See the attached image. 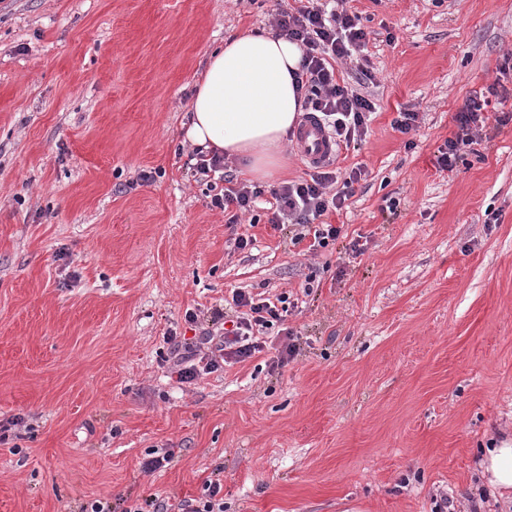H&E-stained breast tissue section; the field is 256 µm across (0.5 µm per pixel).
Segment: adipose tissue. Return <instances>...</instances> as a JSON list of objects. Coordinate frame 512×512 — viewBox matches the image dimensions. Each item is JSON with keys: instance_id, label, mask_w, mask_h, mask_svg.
Masks as SVG:
<instances>
[{"instance_id": "ef3b65f1", "label": "adipose tissue", "mask_w": 512, "mask_h": 512, "mask_svg": "<svg viewBox=\"0 0 512 512\" xmlns=\"http://www.w3.org/2000/svg\"><path fill=\"white\" fill-rule=\"evenodd\" d=\"M301 63L300 46L284 36L248 32L225 40L193 86L187 140L239 159L250 177H271L303 113L304 92L293 79ZM480 467L489 488L512 489V444L483 449Z\"/></svg>"}]
</instances>
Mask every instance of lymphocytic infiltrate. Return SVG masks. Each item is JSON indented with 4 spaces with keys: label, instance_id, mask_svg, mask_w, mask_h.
<instances>
[{
    "label": "lymphocytic infiltrate",
    "instance_id": "1",
    "mask_svg": "<svg viewBox=\"0 0 512 512\" xmlns=\"http://www.w3.org/2000/svg\"><path fill=\"white\" fill-rule=\"evenodd\" d=\"M271 26L276 34L288 36L300 43L304 54L298 83L305 90L304 107L308 115L319 118L338 143L351 145L361 141L368 131V123L375 105L363 86L372 83L373 76L367 69H359L356 87L341 84L336 78V62L351 57L362 45L367 34L357 16L347 11L325 9L322 0H306L295 11H279L272 18ZM485 99H468L456 115L457 131L438 149L436 159L439 169H453L462 152L475 144L486 126L485 110L491 96L497 95V84H490ZM192 170L199 176L219 174L221 188L212 195L211 207L228 210L236 207L241 213L253 212L259 198L266 194L261 186L235 181L226 173V164L219 156H207L202 150H193ZM364 171L351 169L344 180H337L335 171L318 168L310 178L291 181L271 190L272 210L269 222L279 226H295L292 244L308 242L310 250L327 248L340 238L343 227L323 223L330 212L343 208L353 196L354 185ZM342 182L341 191H333L335 182ZM286 295L276 299L257 298L243 292L232 296L233 313L225 315L216 309L211 313L216 333L206 334L203 342H188L169 335L173 351L178 354L171 372L181 383H190L199 376L222 368L225 360H244L261 352L260 335L281 318L280 305L286 304Z\"/></svg>",
    "mask_w": 512,
    "mask_h": 512
}]
</instances>
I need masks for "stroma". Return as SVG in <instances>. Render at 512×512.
I'll return each instance as SVG.
<instances>
[{"label":"stroma","instance_id":"stroma-1","mask_svg":"<svg viewBox=\"0 0 512 512\" xmlns=\"http://www.w3.org/2000/svg\"><path fill=\"white\" fill-rule=\"evenodd\" d=\"M295 0H0V512L177 505L224 512H500L479 451L512 440V122L450 171L437 149L512 53V0H345L375 114L337 170L366 176L344 235L310 253L210 205L182 124L208 54ZM416 130L392 122L401 108ZM160 170L141 184L143 170ZM288 293L298 352L180 385L235 292ZM199 316L196 327L186 312ZM166 467L147 474L154 449ZM222 485L219 481H210L206 485L205 493L202 497L195 499V504H178L179 511L187 512H224V497L217 498L221 493ZM187 506L189 509L184 508Z\"/></svg>","mask_w":512,"mask_h":512}]
</instances>
